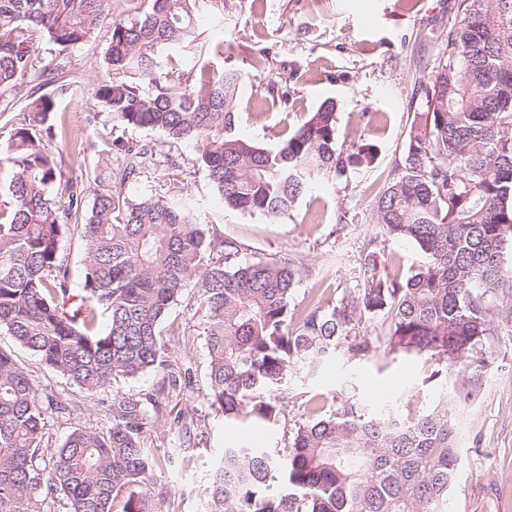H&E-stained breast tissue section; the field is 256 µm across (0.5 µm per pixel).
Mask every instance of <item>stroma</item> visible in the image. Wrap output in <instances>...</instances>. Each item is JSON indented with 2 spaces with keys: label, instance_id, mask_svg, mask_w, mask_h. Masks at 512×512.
<instances>
[{
  "label": "stroma",
  "instance_id": "obj_1",
  "mask_svg": "<svg viewBox=\"0 0 512 512\" xmlns=\"http://www.w3.org/2000/svg\"><path fill=\"white\" fill-rule=\"evenodd\" d=\"M456 0H223L219 9L203 8L198 20L199 66L205 71L237 70L241 85L238 130L261 145L276 147L326 99L337 104V143L351 148L374 145L371 166L329 176L280 223L224 206L198 162L195 145L167 143L149 129L126 130L127 138L147 143L157 163L127 183L132 196L188 193L208 223L225 238L242 243L240 261H282L301 265L297 298L311 289L323 301L338 304L351 295L362 277L361 258L375 233L374 204L379 191L401 160L416 113L425 111L419 85H431L439 69L444 36L456 15ZM27 48L43 60H55L59 81L72 93L57 97L65 136L48 143L67 176L88 175L93 188L112 183L118 166L108 151L112 116L100 111L91 96L94 83L105 79V40L64 52L32 34ZM287 89L280 101L278 89ZM94 112L96 124L74 122L75 111ZM488 304L497 330L488 357L479 399L457 413L458 466L448 495V512H512V313L498 298ZM31 372L40 395L67 402L47 415L43 444L60 447L77 427L106 426L113 392L136 394L156 384L153 375L122 379L112 391L87 398L84 391L43 368L30 350L0 336ZM191 371L179 408H190L193 423L185 439L194 462H169L167 448L176 432L158 430L151 447L157 457L156 479L176 496L180 512H208L206 476L229 443L250 442L284 448L288 433L303 421L301 400L290 399L278 426L247 432L225 423L222 413L201 398L206 385L207 349L197 338L191 349H177ZM431 362L413 356H387L376 350L352 358L336 357L312 378L305 390L356 388L369 405L405 394L437 400L439 390L427 384Z\"/></svg>",
  "mask_w": 512,
  "mask_h": 512
}]
</instances>
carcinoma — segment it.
Listing matches in <instances>:
<instances>
[{"label": "carcinoma", "instance_id": "cac0c4a2", "mask_svg": "<svg viewBox=\"0 0 512 512\" xmlns=\"http://www.w3.org/2000/svg\"><path fill=\"white\" fill-rule=\"evenodd\" d=\"M203 5L147 0L128 19L114 0H0V105L19 103L23 114L0 152L13 171L0 201V335L89 398L121 378L158 376L152 391L113 393L105 427L75 428L52 451L43 430L61 401L42 400L27 367L0 348V512H46L56 500L67 512H176L170 495L152 498L150 445L159 397L182 380L163 324L191 285L208 353L201 397L226 420L278 424L293 378L316 375L339 350L367 355V323L379 316L389 320L386 348L436 362L426 383L450 391L422 408L410 395L401 414L370 411L343 391L299 393L309 415L288 447L224 448L210 512H442L457 465L449 406L479 395L494 332L488 297L512 303V0H460L446 62L424 88L427 111L376 201L379 235L413 243L424 264L390 275L376 246L360 287L337 306L317 292L296 302L291 262L236 260L240 246L210 229L189 195H127L125 184L154 161L150 145L112 135L125 165L113 172L115 188L95 191L88 214L85 181L65 176L45 148L65 135L55 95L35 94L24 79L57 67L27 54L30 33L60 52L105 39L108 79L92 95L112 130L195 144L234 210L276 224L318 178L374 161L369 144L338 148L331 99L274 149L239 137L240 75L195 83L186 68ZM73 227L84 250L77 290L62 247ZM280 477L291 491L273 490Z\"/></svg>", "mask_w": 512, "mask_h": 512}]
</instances>
